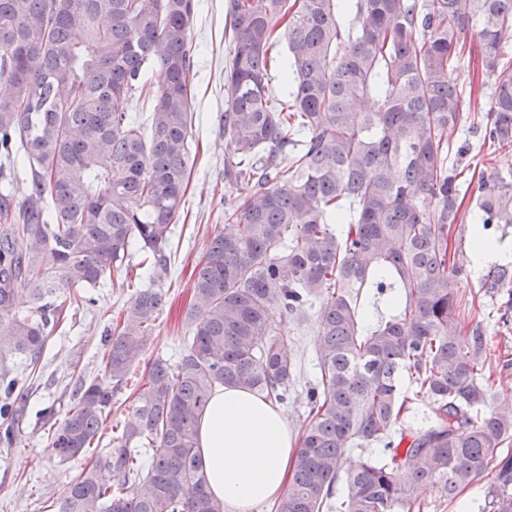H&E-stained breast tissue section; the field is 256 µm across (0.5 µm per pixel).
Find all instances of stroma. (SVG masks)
<instances>
[{"instance_id": "35a3bbf8", "label": "stroma", "mask_w": 512, "mask_h": 512, "mask_svg": "<svg viewBox=\"0 0 512 512\" xmlns=\"http://www.w3.org/2000/svg\"><path fill=\"white\" fill-rule=\"evenodd\" d=\"M191 27L195 55L193 86L194 126L190 155L194 161L186 192V204L173 226L167 247L168 269L160 280L169 301L160 314L152 340L134 364L133 379H144L146 367L156 357L176 358L189 327L186 310L191 297L193 268L207 243L224 227V207L238 191L224 182V69L230 60L231 43L224 34L225 0H197ZM470 74L475 84L462 92L464 131L458 140L469 141L471 150L460 158L462 167L477 173H512V149L482 147L484 115L489 108L490 88L484 85L479 59H472ZM484 264L469 262V276L461 283L463 296H475V303L463 307L467 321L486 327L493 341L489 351L491 374L497 401L512 400V309L505 294H481ZM131 288L106 284L94 292V310L66 304L65 318L47 340L36 364L11 360L13 373L29 385L26 416L17 431L14 448H0V512H43V505L58 500L80 462H59L47 446V426L39 417L42 408L52 406L65 412L83 383L99 372L106 331L128 303ZM319 309H306L301 319L288 321L286 329L294 342L298 374L294 392L282 414L291 430H299L305 409L306 391L316 382L315 349Z\"/></svg>"}]
</instances>
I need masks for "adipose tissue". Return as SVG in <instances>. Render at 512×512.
Returning <instances> with one entry per match:
<instances>
[{"label": "adipose tissue", "mask_w": 512, "mask_h": 512, "mask_svg": "<svg viewBox=\"0 0 512 512\" xmlns=\"http://www.w3.org/2000/svg\"><path fill=\"white\" fill-rule=\"evenodd\" d=\"M198 446L208 488L226 512H253L283 493L298 438L276 406L222 387L201 417Z\"/></svg>", "instance_id": "obj_1"}]
</instances>
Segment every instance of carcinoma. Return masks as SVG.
<instances>
[{"mask_svg": "<svg viewBox=\"0 0 512 512\" xmlns=\"http://www.w3.org/2000/svg\"><path fill=\"white\" fill-rule=\"evenodd\" d=\"M195 11V0H0L1 448L28 392L6 362L39 359L65 296L94 304L134 251L144 271L168 268L192 169ZM227 12L224 182L240 202L195 266L183 351L152 360L132 420L56 512H225L207 490L200 419L219 387L288 404L296 356L282 326L315 301L319 377L272 512H425L421 492L453 503L489 470L485 507L512 512V408L494 404L491 337L480 325L448 333L466 273L449 251L466 192L448 159L457 78L475 27L491 81L483 142L511 149L512 0H228ZM281 33L286 93L273 100ZM135 99L151 103L148 136ZM475 213L473 253L490 225L512 226V175L479 180ZM483 285L512 294V260ZM369 298L391 303L370 326ZM166 302L161 287L137 289L101 373L63 418L44 411L60 461L100 439ZM420 396L431 411L411 431Z\"/></svg>", "mask_w": 512, "mask_h": 512, "instance_id": "1", "label": "carcinoma"}]
</instances>
